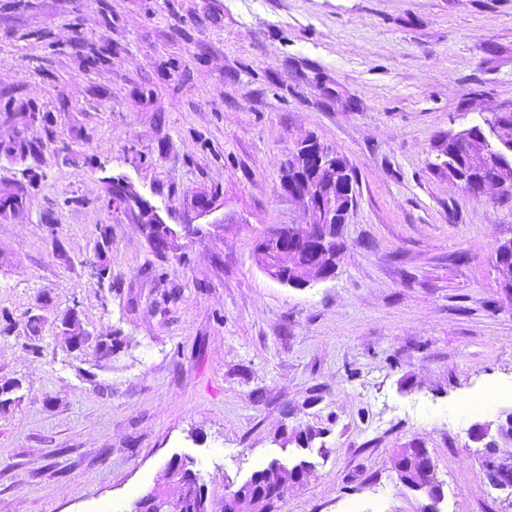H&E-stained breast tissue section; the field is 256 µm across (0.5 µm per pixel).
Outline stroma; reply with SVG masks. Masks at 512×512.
<instances>
[{
  "label": "stroma",
  "mask_w": 512,
  "mask_h": 512,
  "mask_svg": "<svg viewBox=\"0 0 512 512\" xmlns=\"http://www.w3.org/2000/svg\"><path fill=\"white\" fill-rule=\"evenodd\" d=\"M510 111L512 0H0V512H132L175 456L217 498L305 459L285 512H421L414 441L437 512H512L470 438L512 457V203L435 150ZM307 136L357 205L334 275L294 288L254 244L308 220L279 192ZM399 455L404 460L402 465L407 466L417 480L432 475L434 460L427 448H424L420 443H413L406 448H400Z\"/></svg>",
  "instance_id": "obj_1"
}]
</instances>
